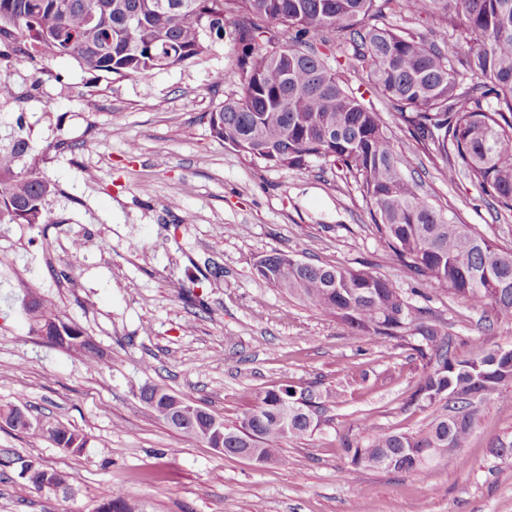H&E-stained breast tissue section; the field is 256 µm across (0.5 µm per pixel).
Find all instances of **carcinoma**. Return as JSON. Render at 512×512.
<instances>
[{
    "instance_id": "cac0c4a2",
    "label": "carcinoma",
    "mask_w": 512,
    "mask_h": 512,
    "mask_svg": "<svg viewBox=\"0 0 512 512\" xmlns=\"http://www.w3.org/2000/svg\"><path fill=\"white\" fill-rule=\"evenodd\" d=\"M406 12L429 36L371 23ZM229 36L237 50L240 90L209 113L213 136L251 160L305 168L330 160L354 178L372 207L374 226L397 261L462 303L512 318V252L498 250L468 224H456L421 196L397 167L392 135L380 113L347 90L339 69L356 61L397 111L413 140L445 161L448 180L464 176L512 214V0H0V43L23 52L68 56L85 69L144 76L208 50L205 37ZM457 30L462 43L439 36ZM340 39L351 53L336 57ZM319 38L326 51L315 48ZM17 143L0 153V224H56L47 205L55 185L37 167L15 170ZM256 275L291 298L335 318L376 343L403 339L433 366L414 399H457L415 433L382 432L363 418L367 440L346 442L355 466L413 471L437 460L464 464L476 425L475 403L511 405L493 366L501 348L461 359L444 324L412 306L401 289L365 270L300 262L284 253L258 258ZM336 394L311 386L265 391L237 424L224 426V448L257 450L259 461L283 460V443L314 434ZM16 430L58 443L85 436L51 426L46 434L25 405L0 406ZM95 512H142L120 487Z\"/></svg>"
}]
</instances>
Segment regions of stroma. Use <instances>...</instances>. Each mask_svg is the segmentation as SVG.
<instances>
[{
	"label": "stroma",
	"instance_id": "stroma-1",
	"mask_svg": "<svg viewBox=\"0 0 512 512\" xmlns=\"http://www.w3.org/2000/svg\"><path fill=\"white\" fill-rule=\"evenodd\" d=\"M211 43L194 60L128 77L0 44V82L14 91L0 99V149L27 142L15 167L37 166L56 185L48 205L59 217L0 227V404L87 436L75 454L0 422V461L12 460L0 464V512H94L114 486L145 512H512V454L499 452L512 444V406L493 398L477 404L464 467L352 465L343 441L361 437L363 418L402 433L432 420L434 408L411 401L426 366L405 342L351 335L273 288L253 270L258 257L373 271L445 322L463 357L512 347V319L396 261L360 189L331 163L273 167L213 137L207 114L238 77L229 37ZM370 103L418 193L512 251V216L494 218L490 199L449 181L387 101ZM31 283L101 351L98 362L31 333ZM309 383L337 395L325 424L262 466L178 433L140 398L162 386L232 424L263 391ZM24 460L63 473L69 494L35 489Z\"/></svg>",
	"mask_w": 512,
	"mask_h": 512
}]
</instances>
